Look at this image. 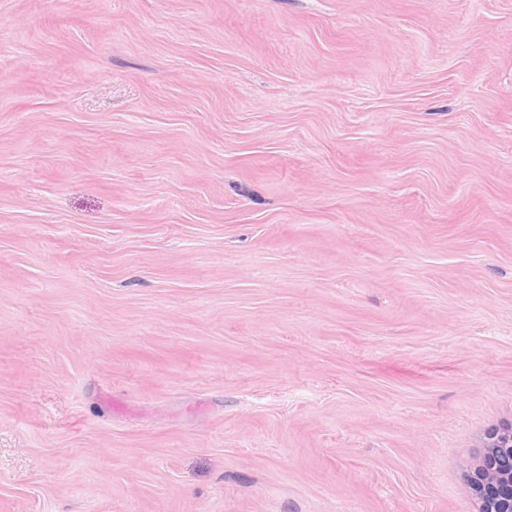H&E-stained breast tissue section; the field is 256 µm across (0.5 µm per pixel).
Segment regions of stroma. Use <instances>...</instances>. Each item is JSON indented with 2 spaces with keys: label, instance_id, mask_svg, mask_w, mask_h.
<instances>
[{
  "label": "stroma",
  "instance_id": "1",
  "mask_svg": "<svg viewBox=\"0 0 512 512\" xmlns=\"http://www.w3.org/2000/svg\"><path fill=\"white\" fill-rule=\"evenodd\" d=\"M512 423V0H0V512H476Z\"/></svg>",
  "mask_w": 512,
  "mask_h": 512
}]
</instances>
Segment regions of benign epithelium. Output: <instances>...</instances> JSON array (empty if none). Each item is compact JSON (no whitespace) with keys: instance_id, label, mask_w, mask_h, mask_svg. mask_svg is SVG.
Here are the masks:
<instances>
[{"instance_id":"1","label":"benign epithelium","mask_w":512,"mask_h":512,"mask_svg":"<svg viewBox=\"0 0 512 512\" xmlns=\"http://www.w3.org/2000/svg\"><path fill=\"white\" fill-rule=\"evenodd\" d=\"M469 488L477 512H512V424L488 435Z\"/></svg>"}]
</instances>
